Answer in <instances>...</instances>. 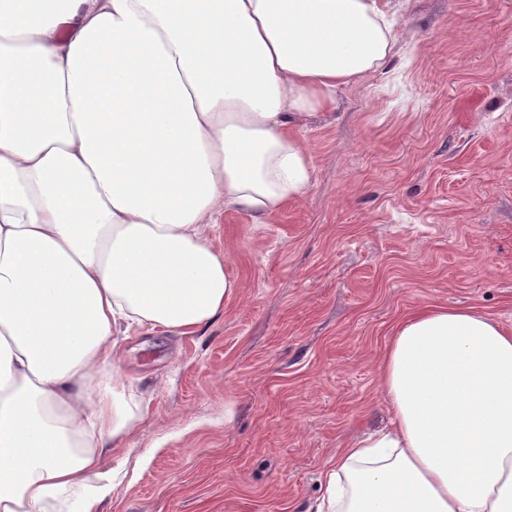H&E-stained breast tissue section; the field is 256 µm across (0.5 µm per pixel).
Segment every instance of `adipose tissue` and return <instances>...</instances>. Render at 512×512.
<instances>
[{
	"label": "adipose tissue",
	"instance_id": "1",
	"mask_svg": "<svg viewBox=\"0 0 512 512\" xmlns=\"http://www.w3.org/2000/svg\"><path fill=\"white\" fill-rule=\"evenodd\" d=\"M0 0V512L112 492L141 437L117 333H194L238 288L209 229L312 185L299 131L379 72L386 0ZM390 423L316 512H512V327L428 305L378 365Z\"/></svg>",
	"mask_w": 512,
	"mask_h": 512
}]
</instances>
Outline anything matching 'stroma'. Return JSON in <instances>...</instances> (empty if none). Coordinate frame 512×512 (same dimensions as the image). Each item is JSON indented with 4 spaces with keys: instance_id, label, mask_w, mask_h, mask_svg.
Instances as JSON below:
<instances>
[{
    "instance_id": "1",
    "label": "stroma",
    "mask_w": 512,
    "mask_h": 512,
    "mask_svg": "<svg viewBox=\"0 0 512 512\" xmlns=\"http://www.w3.org/2000/svg\"><path fill=\"white\" fill-rule=\"evenodd\" d=\"M382 72L301 130L313 187L256 223L210 229L236 296L186 336L130 330L150 396L107 453L101 512H306L324 472L385 426L377 361L423 305L512 326V0H393Z\"/></svg>"
}]
</instances>
